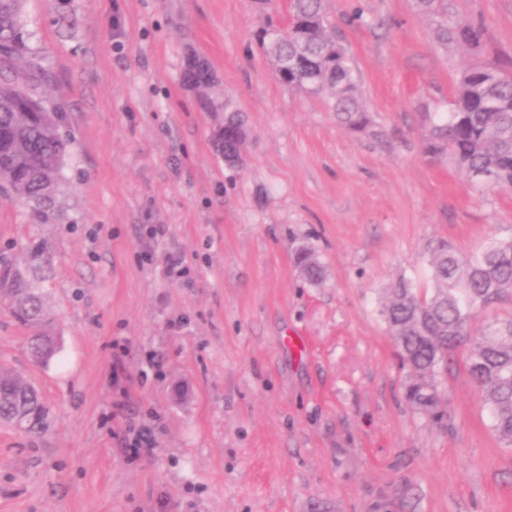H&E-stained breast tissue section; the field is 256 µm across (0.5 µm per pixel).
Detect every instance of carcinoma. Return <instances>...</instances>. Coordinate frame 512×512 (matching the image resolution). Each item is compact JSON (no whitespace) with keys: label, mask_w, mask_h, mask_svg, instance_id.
<instances>
[{"label":"carcinoma","mask_w":512,"mask_h":512,"mask_svg":"<svg viewBox=\"0 0 512 512\" xmlns=\"http://www.w3.org/2000/svg\"><path fill=\"white\" fill-rule=\"evenodd\" d=\"M23 0H0V198L27 205L35 224L55 215V199L73 140L60 133L63 113L36 97L31 82L45 81L48 69L30 55L29 34L20 21ZM256 43L270 59L277 80L288 88L329 92L332 111L349 130L367 133L369 113L361 106L345 49L329 32L324 0H289L285 36L268 51L263 32ZM481 26L463 21L453 29L438 25L437 38L479 44ZM26 67L19 68V63ZM451 150L459 168L475 182L512 189V78L494 68H473L459 80L448 116L433 124L426 150ZM298 261L311 282L322 280L321 265L308 250ZM432 288L420 292L399 277L385 288L381 315L394 337L401 363L409 371L408 403L438 418L441 392L437 377L451 353L470 342L467 370L481 390L498 440L512 447V319L491 324L478 337L468 327L477 308L512 293V237L491 239L466 258L446 241L434 249ZM51 257L41 240L31 238L23 258L0 267V299L14 319L30 330L28 353L38 363L59 349L46 308ZM0 423L39 434L49 427V412L39 391L20 373L0 367Z\"/></svg>","instance_id":"carcinoma-1"}]
</instances>
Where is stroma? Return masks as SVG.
<instances>
[{"label":"stroma","mask_w":512,"mask_h":512,"mask_svg":"<svg viewBox=\"0 0 512 512\" xmlns=\"http://www.w3.org/2000/svg\"><path fill=\"white\" fill-rule=\"evenodd\" d=\"M447 3L449 24H480L479 46L440 43L416 0H325L367 135L327 94L275 79L256 0H25L49 71L37 93L74 145L50 223L0 200V265L32 237L52 253L60 342L31 362L0 304V365L52 413L41 434L0 425V512H512V448L465 351L437 379L434 420L405 400L379 314L396 277L430 288L438 242L468 256L512 236V190L423 147L425 113L449 112L464 71L512 77V0ZM191 57L209 99L245 119L235 166L215 141L223 113L184 79ZM167 255L183 278L157 266ZM142 428L153 445L136 451Z\"/></svg>","instance_id":"stroma-1"}]
</instances>
